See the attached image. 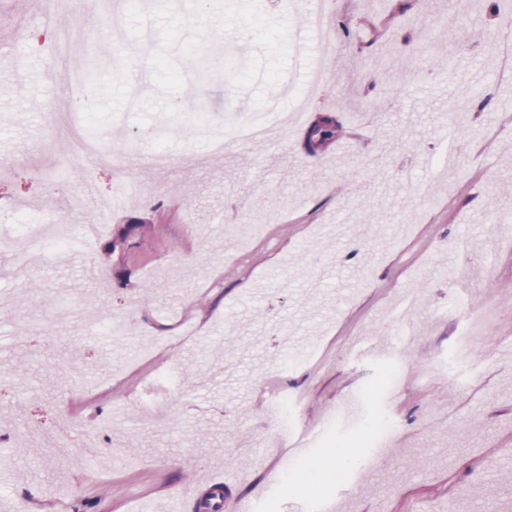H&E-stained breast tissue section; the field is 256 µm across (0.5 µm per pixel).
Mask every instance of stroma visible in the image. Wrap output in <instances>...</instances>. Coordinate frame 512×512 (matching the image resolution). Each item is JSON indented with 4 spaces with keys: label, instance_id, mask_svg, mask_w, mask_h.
I'll list each match as a JSON object with an SVG mask.
<instances>
[{
    "label": "stroma",
    "instance_id": "1",
    "mask_svg": "<svg viewBox=\"0 0 512 512\" xmlns=\"http://www.w3.org/2000/svg\"><path fill=\"white\" fill-rule=\"evenodd\" d=\"M494 2L476 0L467 23L442 0H334L338 48L304 68L292 36L305 0H142L116 38L85 21L99 0H47L53 32L35 52L23 0H0V37L26 76L0 96V205L19 224L62 211L108 220L93 247L32 257L20 279L0 280V424L13 434L0 512H23L32 486L39 512H198L217 465L226 495L254 512L299 501L322 512L339 496L349 512H512V223L489 219L512 210V80L491 67L512 28ZM66 34L100 46L97 69L70 78L93 86L88 111L44 78ZM200 54L222 63L207 82ZM322 63L308 113H338L354 154L333 166L334 148L305 153L301 125L233 144L270 97L292 111ZM394 80L407 90L385 100ZM374 106L381 124L353 125ZM451 118L456 131L443 133ZM75 124L100 157L75 160ZM144 128L169 150L164 169L145 162ZM224 138L228 155L213 154ZM452 150L458 169L424 166ZM461 260L489 272L459 311L446 273ZM484 312L491 324L461 356ZM121 317L135 334L100 331ZM173 372L180 404L146 418L145 383ZM278 392L301 395L316 433L306 456L341 480L298 479L301 458L271 420ZM347 398L396 432L373 443L357 425L332 426ZM446 404L455 423L422 431ZM96 417L112 435L98 464L81 446Z\"/></svg>",
    "mask_w": 512,
    "mask_h": 512
}]
</instances>
